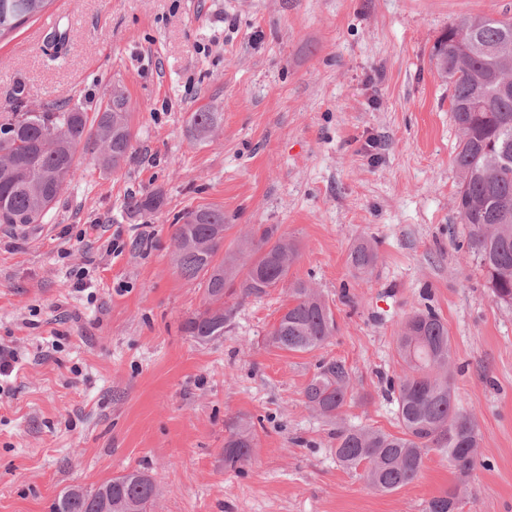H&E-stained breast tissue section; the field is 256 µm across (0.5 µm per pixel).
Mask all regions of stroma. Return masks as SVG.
I'll return each instance as SVG.
<instances>
[{"label": "stroma", "instance_id": "1", "mask_svg": "<svg viewBox=\"0 0 512 512\" xmlns=\"http://www.w3.org/2000/svg\"><path fill=\"white\" fill-rule=\"evenodd\" d=\"M52 24L0 39V113L23 101L94 113L128 98L133 158L77 170L34 231L0 224V346L17 353L0 387V512H50L71 486L133 469L160 488L151 512H425L457 477L429 451L418 478L379 493L339 465L335 426L305 403L320 362L357 383L356 426L397 432L388 381L395 339L432 307L456 351L455 395L481 440L457 512H512V305L493 299L453 208L459 144L431 52L466 16L512 17V0H55ZM67 33L62 50L49 40ZM208 107L221 126L190 129ZM160 204L131 211L129 195ZM222 210L241 228L276 224L337 330L287 352L266 335L285 289L237 299L223 337L182 329L205 295L172 256L175 218ZM119 239L123 249L110 253ZM369 239L372 275L352 246ZM86 290H79V281ZM256 446L224 464L227 425ZM220 119V112H213L210 108H201L191 114V129L198 137L207 138L217 132ZM377 261V252L372 243L368 240L359 241L350 250L349 264L359 275H371Z\"/></svg>", "mask_w": 512, "mask_h": 512}]
</instances>
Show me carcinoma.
I'll return each instance as SVG.
<instances>
[{"label": "carcinoma", "instance_id": "obj_1", "mask_svg": "<svg viewBox=\"0 0 512 512\" xmlns=\"http://www.w3.org/2000/svg\"><path fill=\"white\" fill-rule=\"evenodd\" d=\"M54 0H0V38L43 13ZM438 73L451 87L450 112L460 133L453 158L460 177L455 209L466 225L469 245L486 287L500 302L512 303V92L501 81L512 76V19L466 17L448 28L434 47ZM220 113L201 108L191 114L193 133L215 134ZM133 135L127 98L112 92L93 116L76 108L39 112L18 104L0 114V224L43 223L66 184L75 175L77 145L97 152L106 168L132 160ZM175 261L184 279L202 281L205 308L183 324L201 343L224 336L234 306L228 299L262 296L288 284L290 304L268 333L269 345L291 352L319 348L336 333V320L318 289L303 280L286 282L298 257L295 239L278 224H248L238 250L220 255L224 212L187 211L173 224ZM377 252L368 240L355 244L349 264L360 275L372 274ZM404 370L392 387L399 433L343 423L342 410L355 383L345 362L332 359L304 389L306 404L336 421V460L346 469L364 466L374 490L390 493L415 480L427 452L448 454V466L465 483L475 467L480 435L474 421L453 396V353L448 329L428 307L404 321L396 340ZM255 436L245 420L230 427L224 441V465L235 468L251 458ZM158 495L152 478L138 470L95 488L69 487L54 500L51 512H150ZM457 490L432 498L425 512H454Z\"/></svg>", "mask_w": 512, "mask_h": 512}]
</instances>
